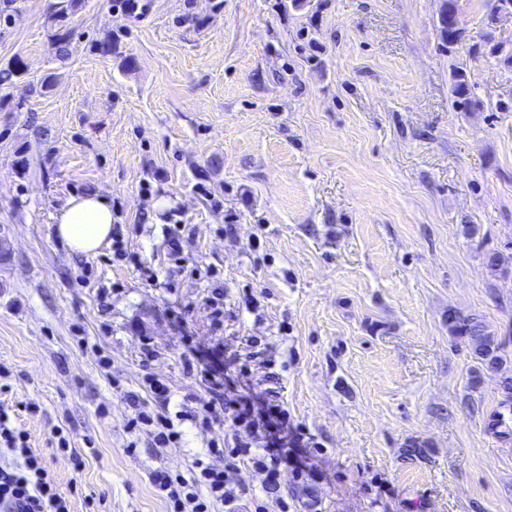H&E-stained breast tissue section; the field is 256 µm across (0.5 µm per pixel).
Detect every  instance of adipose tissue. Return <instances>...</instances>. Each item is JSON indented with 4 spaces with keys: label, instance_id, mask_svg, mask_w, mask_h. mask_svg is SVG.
I'll return each mask as SVG.
<instances>
[{
    "label": "adipose tissue",
    "instance_id": "ef3b65f1",
    "mask_svg": "<svg viewBox=\"0 0 512 512\" xmlns=\"http://www.w3.org/2000/svg\"><path fill=\"white\" fill-rule=\"evenodd\" d=\"M110 202L95 193L69 197L56 218V235L70 249L82 254L98 251L112 235Z\"/></svg>",
    "mask_w": 512,
    "mask_h": 512
}]
</instances>
